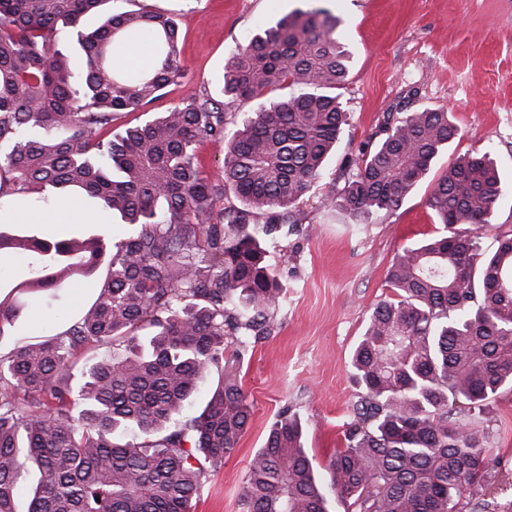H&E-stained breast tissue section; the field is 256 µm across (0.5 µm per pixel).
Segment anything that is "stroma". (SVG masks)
Here are the masks:
<instances>
[{
    "label": "stroma",
    "mask_w": 512,
    "mask_h": 512,
    "mask_svg": "<svg viewBox=\"0 0 512 512\" xmlns=\"http://www.w3.org/2000/svg\"><path fill=\"white\" fill-rule=\"evenodd\" d=\"M312 7L338 18L351 54L341 96L348 124L323 179L294 210L295 231L270 255L287 292L272 335L241 360L252 421L234 453L208 472L192 512H240L249 461L282 409L302 420L317 464L345 445L359 396L351 355L373 308L392 296L386 271L401 247L437 231L425 181L396 210L376 213L364 224L323 206L326 193L343 186L351 159L375 138L384 116L422 109L451 114L460 134L436 161L437 174L456 156L491 150L507 192L481 232L482 245L493 249L497 235L512 234V0H108L84 18L85 27L97 26L105 13L145 8L177 20L182 76L146 111L117 113L101 139L141 124L145 113L213 90L236 45L263 24ZM91 290L78 282L57 299L36 300L18 336L48 334L45 312L84 307ZM474 425L490 434L498 479L475 489L471 500L488 501V512H512V391L492 400Z\"/></svg>",
    "instance_id": "1"
}]
</instances>
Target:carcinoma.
Here are the masks:
<instances>
[{"label": "carcinoma", "instance_id": "1", "mask_svg": "<svg viewBox=\"0 0 512 512\" xmlns=\"http://www.w3.org/2000/svg\"><path fill=\"white\" fill-rule=\"evenodd\" d=\"M105 2L0 0V181L45 205L77 191L129 226L114 243L0 228V252L34 268L0 290V337L35 298L104 272L89 305L0 356V512H20L23 487L26 512H191L252 419L241 358L271 335L285 296L268 257L347 125L338 90L349 51L336 17L312 8L237 46L216 93L101 142L115 113L181 77L171 16L124 11L84 28ZM63 38L82 53L79 74ZM139 40L149 62L126 70L113 49ZM261 97L228 131L224 102ZM380 134L324 199L357 224L397 208L459 129L423 109L387 116ZM208 139L224 141L215 178L196 155ZM505 192L488 150L456 157L431 183L441 229L387 270L393 298L373 309L352 354L361 395L345 447L315 465L301 420L280 412L250 460L241 512H463L465 495L495 478L470 420L512 390V234L489 252L479 236ZM104 345L109 358L85 357ZM215 369L211 398L187 414ZM130 431L140 441L125 440Z\"/></svg>", "mask_w": 512, "mask_h": 512}]
</instances>
